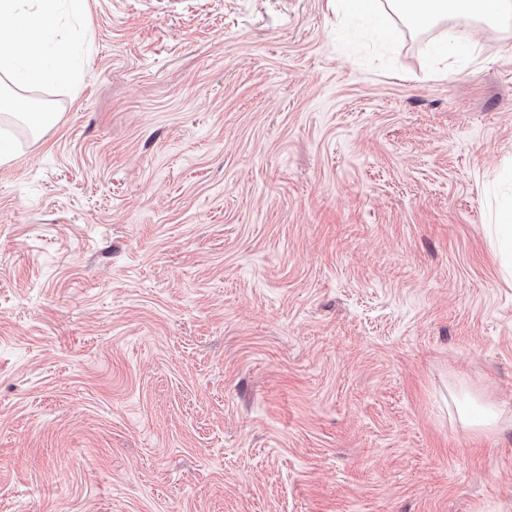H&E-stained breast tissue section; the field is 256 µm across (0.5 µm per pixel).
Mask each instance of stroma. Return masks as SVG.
Listing matches in <instances>:
<instances>
[{
    "instance_id": "obj_1",
    "label": "stroma",
    "mask_w": 512,
    "mask_h": 512,
    "mask_svg": "<svg viewBox=\"0 0 512 512\" xmlns=\"http://www.w3.org/2000/svg\"><path fill=\"white\" fill-rule=\"evenodd\" d=\"M85 15L0 165V512H512V31L437 77L334 0ZM502 210H504V219L501 221ZM495 220L494 224H489L490 241L502 257L506 270L510 272L512 269V197L497 209ZM457 415L465 429L483 432L496 426L499 411L494 404L464 398L457 403Z\"/></svg>"
}]
</instances>
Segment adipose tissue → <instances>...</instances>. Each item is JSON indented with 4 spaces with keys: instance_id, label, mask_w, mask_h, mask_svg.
I'll list each match as a JSON object with an SVG mask.
<instances>
[{
    "instance_id": "ef3b65f1",
    "label": "adipose tissue",
    "mask_w": 512,
    "mask_h": 512,
    "mask_svg": "<svg viewBox=\"0 0 512 512\" xmlns=\"http://www.w3.org/2000/svg\"><path fill=\"white\" fill-rule=\"evenodd\" d=\"M353 10L373 15L381 27L404 26L425 32L451 20L466 21L465 30H448L446 48L436 56L435 74L448 75L459 62L474 61L477 47L471 31L512 19V0H336L337 13Z\"/></svg>"
}]
</instances>
